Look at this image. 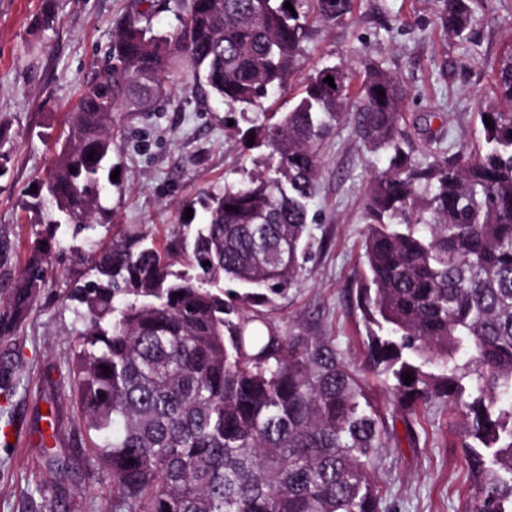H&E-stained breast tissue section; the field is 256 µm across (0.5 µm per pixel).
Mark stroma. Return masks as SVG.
<instances>
[{
	"mask_svg": "<svg viewBox=\"0 0 512 512\" xmlns=\"http://www.w3.org/2000/svg\"><path fill=\"white\" fill-rule=\"evenodd\" d=\"M138 0H0V307L34 241L37 216L24 210L31 186L49 172L55 141L81 86L101 76L114 21ZM512 45V0H484L471 39L447 37L436 0H354L344 22L310 20L309 37L279 92L280 105L322 66L344 62L360 72L367 57L382 61L410 92L408 120L444 112L447 144L480 139L476 114L490 96L491 77ZM253 115L217 100L201 104L194 90L174 80L160 111L123 113L112 126L117 185L102 195L95 223L122 225L163 244L192 238L206 219L205 193L246 180L262 153L249 149ZM349 113L324 150L311 202L316 221L311 253L297 282L275 297L269 319L294 336H330L352 365L365 360L367 327L355 305L366 232L363 202L382 163L357 138ZM92 242L78 225H62L51 244L49 283L11 340L18 359L16 385L0 392V512H113L111 479L86 469L78 418L65 398L75 340V318L64 295L76 255L91 256ZM364 386L397 436L377 461L381 512H466L474 493L460 449L459 418L431 408L414 425L415 444L389 401L380 378ZM54 397L61 425L58 454L73 464L49 475L41 464L40 415Z\"/></svg>",
	"mask_w": 512,
	"mask_h": 512,
	"instance_id": "35a3bbf8",
	"label": "stroma"
}]
</instances>
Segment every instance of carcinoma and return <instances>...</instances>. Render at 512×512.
<instances>
[{"mask_svg":"<svg viewBox=\"0 0 512 512\" xmlns=\"http://www.w3.org/2000/svg\"><path fill=\"white\" fill-rule=\"evenodd\" d=\"M437 2L445 35L464 36L476 0ZM308 4L340 22L353 0H187L168 32L146 11L115 21L107 72L83 87L45 194L27 203L47 199L50 218L0 310V345L44 287L61 223L95 229L115 111L154 107L178 76L203 101L256 113L252 146L274 166L210 194L190 248L124 231L70 271L79 328L67 398L86 463L112 478L124 512H380L373 470L395 429L331 337L282 334L263 310L299 276L323 144L355 98L358 137L386 162L364 204V368L384 377L410 444L419 411H458L456 447L476 482L467 512H512V46L478 113L492 122L481 147L451 151L431 130L448 115L409 127L408 89L373 58L356 94L339 62L308 77L287 111L264 105L294 71ZM226 280L242 289L230 301ZM15 372L0 360L1 391Z\"/></svg>","mask_w":512,"mask_h":512,"instance_id":"cac0c4a2","label":"carcinoma"}]
</instances>
